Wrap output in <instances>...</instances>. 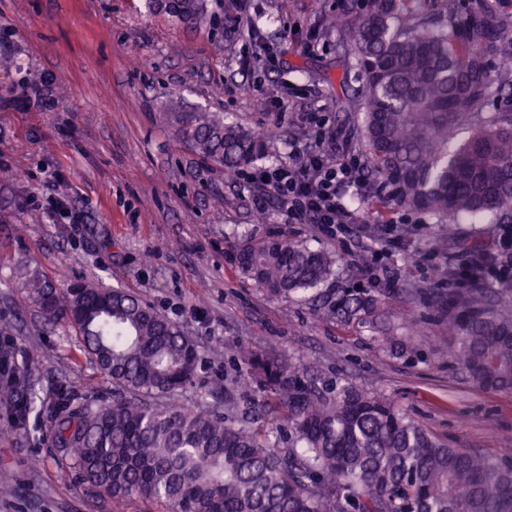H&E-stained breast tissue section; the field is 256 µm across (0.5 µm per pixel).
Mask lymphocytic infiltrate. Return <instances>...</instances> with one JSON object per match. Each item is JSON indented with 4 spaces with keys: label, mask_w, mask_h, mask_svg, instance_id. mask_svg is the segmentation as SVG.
Masks as SVG:
<instances>
[{
    "label": "lymphocytic infiltrate",
    "mask_w": 512,
    "mask_h": 512,
    "mask_svg": "<svg viewBox=\"0 0 512 512\" xmlns=\"http://www.w3.org/2000/svg\"><path fill=\"white\" fill-rule=\"evenodd\" d=\"M306 125L314 135L310 146L291 148L286 160L239 173L238 178L254 189L257 210L277 211L289 220L316 225L324 236L340 238L366 222L348 202L365 193V168L349 152L326 144L316 113H307Z\"/></svg>",
    "instance_id": "f902f5d3"
}]
</instances>
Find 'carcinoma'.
Here are the masks:
<instances>
[{"label": "carcinoma", "mask_w": 512, "mask_h": 512, "mask_svg": "<svg viewBox=\"0 0 512 512\" xmlns=\"http://www.w3.org/2000/svg\"><path fill=\"white\" fill-rule=\"evenodd\" d=\"M188 26L208 17L192 0ZM346 40L363 86L373 192L396 205L453 221L487 216L512 223V17L490 0H336L318 21ZM497 65L491 66V60ZM179 141L236 172L264 156V140L220 112H173ZM469 136L448 148L456 128ZM238 272L273 296L297 295L341 323L373 313L389 289L326 288L336 256L286 236L237 233ZM470 261L487 247L469 241ZM41 317L65 323L112 378L111 400L93 406L60 385L38 387L44 352L0 320V434L23 437L47 415L57 454L78 483L148 512H512V462L450 448L391 400L353 386H318L272 353L245 352L243 382L284 410L288 447L250 427L258 403L232 422L220 406L185 407L176 396L198 366L197 343L123 288L60 289L24 276ZM441 316L454 356L472 381L512 389V300L486 288H452Z\"/></svg>", "instance_id": "cac0c4a2"}]
</instances>
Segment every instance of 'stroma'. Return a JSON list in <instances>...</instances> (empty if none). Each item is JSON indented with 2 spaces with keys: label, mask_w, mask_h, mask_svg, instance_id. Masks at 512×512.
<instances>
[{
  "label": "stroma",
  "mask_w": 512,
  "mask_h": 512,
  "mask_svg": "<svg viewBox=\"0 0 512 512\" xmlns=\"http://www.w3.org/2000/svg\"><path fill=\"white\" fill-rule=\"evenodd\" d=\"M334 0H208L210 23L189 28L147 0H0V319L21 341L46 353L42 385L67 381L89 402L112 381L83 350L75 330L44 325L22 287L36 271L64 288L75 281L141 296L194 336L196 376L178 401L192 406L232 388L237 406L257 398L236 384L240 349L275 350L327 386L351 384L389 398L456 448L512 458V391L476 386L453 356L439 315L452 283L445 268L459 255L448 227L374 195L355 200L374 229L405 223L410 233L390 269L393 293L383 313L409 354L377 341L372 324L318 316L292 297H273L244 279L228 254L237 230L280 234L336 253L342 276L329 287H375L360 261L368 239H345L311 224L268 216L256 223L251 194L235 174L208 165L181 144L173 112H220L225 122L269 133L272 160L306 141L305 112L326 120L332 145L358 160L362 115L349 106L362 84L347 69L342 36L314 37ZM239 25L238 39L224 27ZM271 57L272 65L261 62ZM52 84L56 103L42 109L35 83ZM59 180L48 185L49 173ZM69 196L84 223L53 208ZM426 289L423 297L402 287ZM0 512H144L76 486L58 460L45 418L26 440L0 435Z\"/></svg>",
  "instance_id": "1"
}]
</instances>
